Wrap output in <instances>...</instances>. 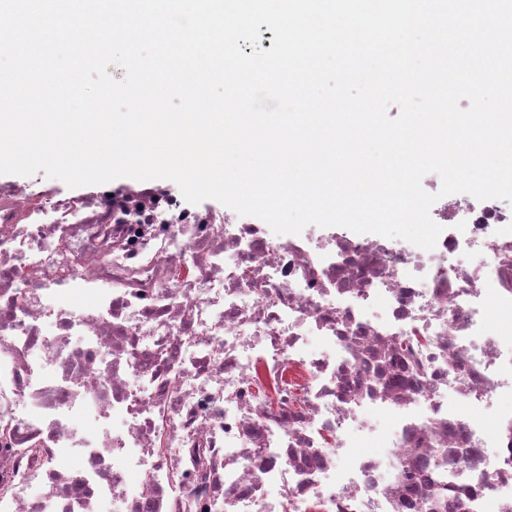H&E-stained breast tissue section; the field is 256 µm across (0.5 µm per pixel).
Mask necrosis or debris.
Here are the masks:
<instances>
[{
	"label": "necrosis or debris",
	"mask_w": 512,
	"mask_h": 512,
	"mask_svg": "<svg viewBox=\"0 0 512 512\" xmlns=\"http://www.w3.org/2000/svg\"><path fill=\"white\" fill-rule=\"evenodd\" d=\"M431 217L465 237L326 251L165 188H0V512H512V205Z\"/></svg>",
	"instance_id": "obj_1"
}]
</instances>
